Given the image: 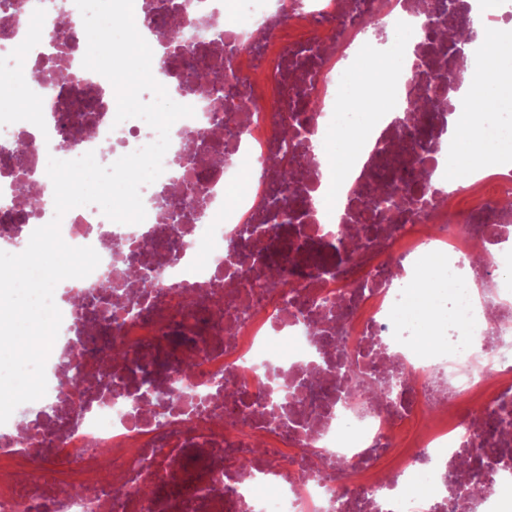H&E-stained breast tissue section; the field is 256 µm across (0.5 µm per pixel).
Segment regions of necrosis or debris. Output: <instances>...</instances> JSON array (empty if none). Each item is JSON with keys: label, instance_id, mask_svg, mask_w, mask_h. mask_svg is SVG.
Here are the masks:
<instances>
[{"label": "necrosis or debris", "instance_id": "4bbe7bcc", "mask_svg": "<svg viewBox=\"0 0 512 512\" xmlns=\"http://www.w3.org/2000/svg\"><path fill=\"white\" fill-rule=\"evenodd\" d=\"M18 2L0 25L10 75L0 83V240L14 254L54 216L49 158L91 151L108 166L157 138L142 119L116 122L112 84L83 68L86 33L65 21L74 0ZM220 2L136 0V27L158 44L161 84L201 87L185 100L193 116L171 127L158 179L178 216L148 193L139 224L113 222L95 204L64 215L63 240L100 257L70 293L112 284L118 296L108 321L93 303L61 306L45 367L52 415L0 425V512H512V277L503 271L512 162L447 185L464 138L511 130L512 113L493 109L448 134L437 112L398 128L381 112L340 113L338 98L345 60L375 52L362 14L386 33L419 18L411 45L396 47L414 56L395 78L409 100L435 97L444 77L464 98V71L485 64L484 44L438 40L407 0H294L286 10L281 0H239L244 23L231 32ZM190 57L225 65L236 91L185 69ZM323 124L349 138L366 124L373 132L344 174L337 224L356 232L350 259L316 206L323 180L336 176L311 152ZM283 142L295 171L288 222L273 212L279 177L267 163ZM244 160L259 174L225 207L224 187ZM390 166L401 196L421 200L379 230L365 216ZM28 192L39 208L18 206ZM243 227L261 250L230 248ZM283 241L282 284L270 288L265 248ZM131 253L160 281L149 293L129 275ZM438 266L469 267L492 292L479 305L465 291L433 298L447 321L446 355L419 347L424 328L403 315ZM198 318L210 330L195 339L197 367L180 378L169 337ZM98 335L126 360L107 361ZM473 399L477 421L454 409ZM491 463L498 487L486 491L477 476ZM148 481L157 493L145 498ZM117 482L126 496L116 508Z\"/></svg>", "mask_w": 512, "mask_h": 512}]
</instances>
